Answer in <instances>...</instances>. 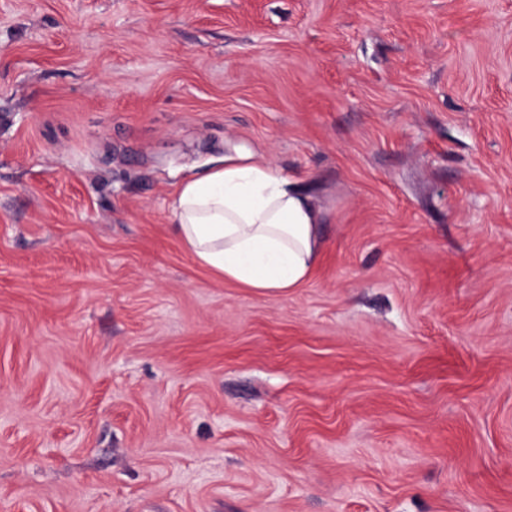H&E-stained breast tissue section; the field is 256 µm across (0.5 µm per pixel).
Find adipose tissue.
I'll return each instance as SVG.
<instances>
[{
	"mask_svg": "<svg viewBox=\"0 0 512 512\" xmlns=\"http://www.w3.org/2000/svg\"><path fill=\"white\" fill-rule=\"evenodd\" d=\"M169 220L193 260L242 288L287 293L310 277L327 213L266 155L238 150L222 166L181 182Z\"/></svg>",
	"mask_w": 512,
	"mask_h": 512,
	"instance_id": "1",
	"label": "adipose tissue"
}]
</instances>
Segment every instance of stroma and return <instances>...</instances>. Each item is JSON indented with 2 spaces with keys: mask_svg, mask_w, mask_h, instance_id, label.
<instances>
[{
  "mask_svg": "<svg viewBox=\"0 0 512 512\" xmlns=\"http://www.w3.org/2000/svg\"><path fill=\"white\" fill-rule=\"evenodd\" d=\"M232 143L289 294L169 222ZM0 512H512V0H0ZM168 208L193 260L241 288L288 293L321 255L325 209L263 153L224 154L222 166L181 182Z\"/></svg>",
  "mask_w": 512,
  "mask_h": 512,
  "instance_id": "1",
  "label": "stroma"
}]
</instances>
